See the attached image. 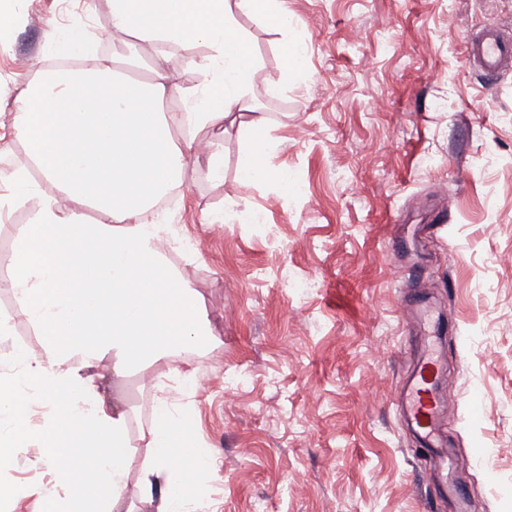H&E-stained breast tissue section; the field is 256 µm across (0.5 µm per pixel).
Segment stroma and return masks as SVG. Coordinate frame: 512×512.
<instances>
[{
  "label": "stroma",
  "mask_w": 512,
  "mask_h": 512,
  "mask_svg": "<svg viewBox=\"0 0 512 512\" xmlns=\"http://www.w3.org/2000/svg\"><path fill=\"white\" fill-rule=\"evenodd\" d=\"M288 34L249 32L262 64L252 99L267 131L287 140L270 156L287 186L240 185L237 116L223 136L224 177L189 168L171 221L191 251L168 255L211 323L209 345L179 368L207 387L178 393L159 362L119 382L132 434L148 430L155 397L189 405V447L215 459L221 479L186 469L201 487L196 512H438L428 452L393 401L411 368L419 326L406 298H429L454 330L438 349L448 365L445 426L469 464L454 472L470 512H512V69L494 77L466 62L472 34L493 24L512 38V0H287ZM87 57L124 54L136 38L112 29L111 0H77ZM0 45V113L53 61L60 0H19ZM307 47L308 76L280 84L284 37ZM206 47L161 42L135 73L162 61L174 82L195 83ZM232 207L231 223L209 213ZM0 358L21 337L43 339L15 301L0 296ZM54 409L25 413L29 436L0 470V512H43L30 494L54 489L35 431Z\"/></svg>",
  "instance_id": "1"
}]
</instances>
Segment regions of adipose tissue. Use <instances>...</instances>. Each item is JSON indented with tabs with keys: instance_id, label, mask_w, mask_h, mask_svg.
<instances>
[{
	"instance_id": "ef3b65f1",
	"label": "adipose tissue",
	"mask_w": 512,
	"mask_h": 512,
	"mask_svg": "<svg viewBox=\"0 0 512 512\" xmlns=\"http://www.w3.org/2000/svg\"><path fill=\"white\" fill-rule=\"evenodd\" d=\"M242 14L280 32L291 26L285 0H112L113 29L134 33L142 50L160 40L187 51L205 45L196 83L178 88L161 68L151 82L133 81L108 59L91 71H44L27 83L8 123L0 122L29 157L0 175V215L30 213L0 292L13 295L45 339L39 356L17 351L13 358L24 380L48 386L59 410L39 434L59 483L86 479L70 498L46 496V512H133L134 500L156 512H188L186 463L202 473L213 466L211 455L184 446L191 411L157 398L145 458L131 471L139 443L129 430L131 409L108 395L102 372L126 378L209 334L194 289L177 283L165 263L177 228L164 216L144 220L157 196L183 184L189 166L222 177L223 145L201 138V130L252 112L239 182L288 181L286 169L263 163L284 142L265 135L266 118L253 109L260 65ZM176 93L185 111H166ZM33 166L53 192L32 180ZM87 207L102 221L87 223Z\"/></svg>"
}]
</instances>
